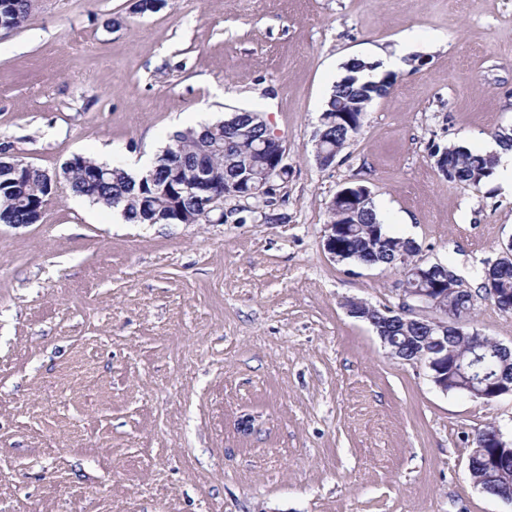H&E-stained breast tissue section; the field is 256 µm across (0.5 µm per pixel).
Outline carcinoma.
Here are the masks:
<instances>
[{
	"label": "carcinoma",
	"instance_id": "1",
	"mask_svg": "<svg viewBox=\"0 0 512 512\" xmlns=\"http://www.w3.org/2000/svg\"><path fill=\"white\" fill-rule=\"evenodd\" d=\"M35 9V0H0V25L5 29H19L25 25ZM346 75L336 83L325 103V119L319 126L323 133L324 146L340 153L350 140L361 132L360 113L366 111L363 102L374 100L388 93L394 84L395 75L380 80L365 79V68L351 61L345 66ZM349 114L355 127L347 129L336 124V114ZM234 145L225 147L224 122L206 125L201 130L186 128L175 132L168 145L157 156L152 169L153 182L141 184L139 179L123 167L83 155H75L52 173L38 166L31 169L16 168L10 157L12 144L0 145V222L3 224H37L39 209L49 194V181L59 174L64 187L72 193L88 199L103 209L118 212L132 224H165L169 213L179 206L187 214L196 213L192 197L177 190L169 181V160L177 157L186 169L201 160L210 164L217 174L219 186L241 181L259 193L249 197L253 205L246 208L250 213L264 211L275 205L277 189L265 188L267 176L264 162L268 154H260L256 147L266 137L263 118L257 112L244 111L235 114ZM437 169L448 182L460 183L474 189L489 179L498 164L494 154H484L463 145L437 147L431 152ZM328 223L341 225L337 238L338 247L346 254V260L366 266L398 267L396 262L400 250L410 246L412 240L395 237L386 231L374 203L369 201L362 208L348 214L337 208H329ZM481 287L498 289L503 303H512V261L503 257L499 264L485 268L479 274ZM448 294L459 314H464L474 295L471 288L449 290L444 286L432 292L438 297ZM384 336L399 337L402 350L413 353L424 344V332L415 327L403 326L392 329V325L377 324ZM469 342L448 331V359L464 356L468 364L465 374L452 376L448 387L461 386L471 378L482 377L491 381L499 374H512V359L502 354L495 342L486 337L479 357L471 362L465 357ZM499 468L487 466L483 455L474 458L472 479L484 492L512 501V457Z\"/></svg>",
	"mask_w": 512,
	"mask_h": 512
}]
</instances>
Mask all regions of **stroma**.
Masks as SVG:
<instances>
[{
	"label": "stroma",
	"instance_id": "stroma-1",
	"mask_svg": "<svg viewBox=\"0 0 512 512\" xmlns=\"http://www.w3.org/2000/svg\"><path fill=\"white\" fill-rule=\"evenodd\" d=\"M38 0L0 32V142L52 171L154 162L238 110L286 148L280 222L129 224L63 190L0 224V512H512L473 483L512 397L442 392L387 357L359 299L398 271L325 251L327 208L369 187L389 232L464 278L512 240V194L448 182L432 145L512 129V0ZM400 55L327 168L313 135L353 58ZM473 329L512 346V314Z\"/></svg>",
	"mask_w": 512,
	"mask_h": 512
}]
</instances>
